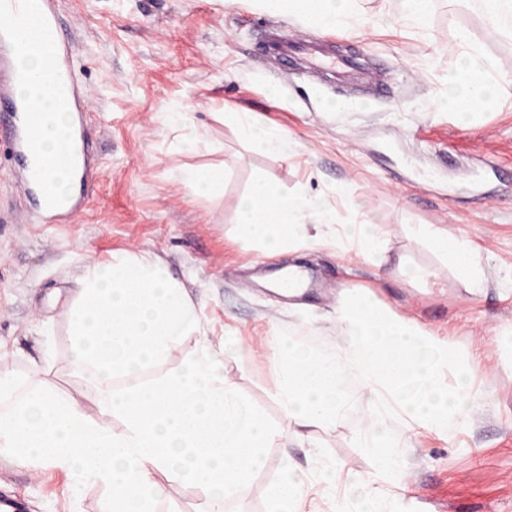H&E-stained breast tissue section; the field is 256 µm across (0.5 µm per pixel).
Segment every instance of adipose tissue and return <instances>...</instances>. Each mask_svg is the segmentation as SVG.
I'll return each mask as SVG.
<instances>
[{"instance_id": "ef3b65f1", "label": "adipose tissue", "mask_w": 512, "mask_h": 512, "mask_svg": "<svg viewBox=\"0 0 512 512\" xmlns=\"http://www.w3.org/2000/svg\"><path fill=\"white\" fill-rule=\"evenodd\" d=\"M269 12L288 11L310 23L333 28L344 23L353 11L355 0H258ZM459 64L448 76L450 111L467 119L477 108H488L496 101V90L506 81L497 65L467 31L456 37ZM27 80L23 92L34 96L37 124L36 146L46 162L48 183L56 192L68 187L70 155L65 144L68 114L59 95L52 59L37 52L21 60ZM328 223L332 215L324 209L311 210L287 185L256 181L240 206L239 244L243 249L281 250L302 243V230L309 215Z\"/></svg>"}]
</instances>
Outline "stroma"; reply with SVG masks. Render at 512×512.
<instances>
[{"label": "stroma", "mask_w": 512, "mask_h": 512, "mask_svg": "<svg viewBox=\"0 0 512 512\" xmlns=\"http://www.w3.org/2000/svg\"><path fill=\"white\" fill-rule=\"evenodd\" d=\"M58 9L78 46L96 165L86 207L71 223L46 224L18 188L12 154L0 149V369L25 374L31 359L45 357L50 386L98 404L100 392L68 350H46V340L64 336L87 263L120 251L158 255L184 284L207 340L238 339L245 353L225 356L224 372L280 434L243 496L212 503L167 478L157 510L264 512L284 461L311 468L322 446L345 469L369 467L354 443L365 406L334 429L295 436L283 423L280 375L268 356L283 329L335 349L341 300L368 292L469 354L475 374L474 406L454 427L395 425L404 480L391 493L413 512H512V84L466 123L440 106L458 30L511 76L512 35L484 22L479 0H433L420 28L407 19L405 0H357L349 30L318 29L255 0H59ZM264 23L320 37L323 54L356 57L360 68L315 71L300 55L282 69L259 54ZM228 109L282 131L287 153L253 150L246 129L225 125ZM171 112L196 127L194 149L168 123ZM187 167L222 169V192L193 196L175 178ZM260 176L330 206L334 223L308 221V248L241 249L240 202ZM362 222L384 231L381 264L358 258L346 232ZM418 224L474 245L481 290L414 233ZM259 264L270 277L299 265L325 286L286 304L251 281ZM105 494L77 487L63 470L0 465V496L23 499L27 512H104Z\"/></svg>", "instance_id": "35a3bbf8"}]
</instances>
